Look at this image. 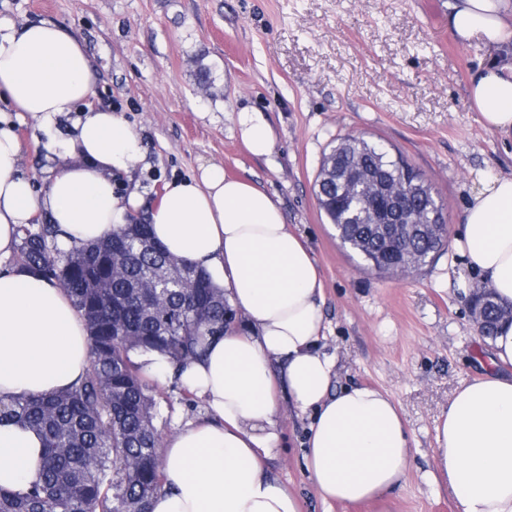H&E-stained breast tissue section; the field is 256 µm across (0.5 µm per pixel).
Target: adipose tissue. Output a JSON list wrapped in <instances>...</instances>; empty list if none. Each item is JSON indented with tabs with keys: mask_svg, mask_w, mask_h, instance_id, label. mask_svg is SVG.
<instances>
[{
	"mask_svg": "<svg viewBox=\"0 0 512 512\" xmlns=\"http://www.w3.org/2000/svg\"><path fill=\"white\" fill-rule=\"evenodd\" d=\"M508 1L448 0L449 32L461 42L511 44ZM95 86L71 29L0 23V99L12 106L0 110V259L38 214L72 247L111 235L142 211L155 240L206 270L250 326L208 337L202 359L185 367L181 382L210 417L166 439L164 483L151 512H299L297 495L264 466L278 440L282 390L311 415L305 464L323 501H374L398 487L411 464L405 420L381 390L334 388L338 357L322 345V273L278 201L217 164L166 183L148 207L138 191L118 193L112 176L130 173L141 144L120 113L88 107ZM467 94L485 128L512 134V59L474 72ZM62 114L72 118L71 136L50 135L46 148L77 151L85 162L51 174L39 191L21 170L16 126L31 120L49 131ZM235 124L251 155L271 154L274 133L263 112L241 109ZM462 220L454 246L467 269L512 305V175L483 183ZM492 346L493 370L460 386L435 423L436 472L461 512H512V320L500 323ZM90 363L83 320L63 289L0 270V400L68 389ZM42 448L36 432L0 425V485L33 480Z\"/></svg>",
	"mask_w": 512,
	"mask_h": 512,
	"instance_id": "ef3b65f1",
	"label": "adipose tissue"
}]
</instances>
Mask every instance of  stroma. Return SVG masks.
Wrapping results in <instances>:
<instances>
[{
    "label": "stroma",
    "mask_w": 512,
    "mask_h": 512,
    "mask_svg": "<svg viewBox=\"0 0 512 512\" xmlns=\"http://www.w3.org/2000/svg\"><path fill=\"white\" fill-rule=\"evenodd\" d=\"M15 26L50 20L77 33L98 80L89 104L123 113L144 158L119 192L153 203L164 182L208 163L276 200L309 246L324 280L327 352L343 385L385 391L412 442L404 482L378 501L326 503L306 469L310 419L288 400L264 463L299 498L300 512H461L431 478L435 422L461 382L483 376L492 350L472 322L478 278L454 248L421 270L380 276L344 247L320 210L314 184L337 140L356 135L403 157L431 186L457 237L481 185L512 174V139L487 130L467 98L470 75L497 55L448 33V0H0ZM264 112L270 156L250 155L233 117ZM22 171L43 186L81 163L52 153L34 123L18 126ZM163 433L207 418L182 386L157 388Z\"/></svg>",
    "instance_id": "1"
}]
</instances>
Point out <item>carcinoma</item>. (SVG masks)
I'll return each instance as SVG.
<instances>
[{"instance_id": "cac0c4a2", "label": "carcinoma", "mask_w": 512, "mask_h": 512, "mask_svg": "<svg viewBox=\"0 0 512 512\" xmlns=\"http://www.w3.org/2000/svg\"><path fill=\"white\" fill-rule=\"evenodd\" d=\"M342 175L357 170L364 182L341 192L328 166ZM392 186L407 178L424 182L403 159L380 153L360 136L340 139L325 157L316 179L320 208L336 227L343 246L354 250L378 272L390 273L427 265L448 245L447 229L419 235L398 246L364 214L366 187L375 179ZM427 196L409 199L410 213L420 224L431 223L432 209H443L431 187ZM131 230L125 224L115 238L70 250L55 245L56 224L20 228L16 266L64 287L83 317L92 362L73 387L50 394L0 401V425L28 427L44 441L37 477L22 489L0 486V512H150L162 489L163 472L156 386L133 360L138 353L165 356L175 371L204 353L206 336L232 328L224 321L230 308L224 288L192 263L201 287L177 283L146 301L132 287L133 278L168 266L170 254L143 228L148 245L128 255L112 249ZM128 265L129 276L112 278V262ZM481 329L494 335L506 307L493 294L485 296Z\"/></svg>"}]
</instances>
